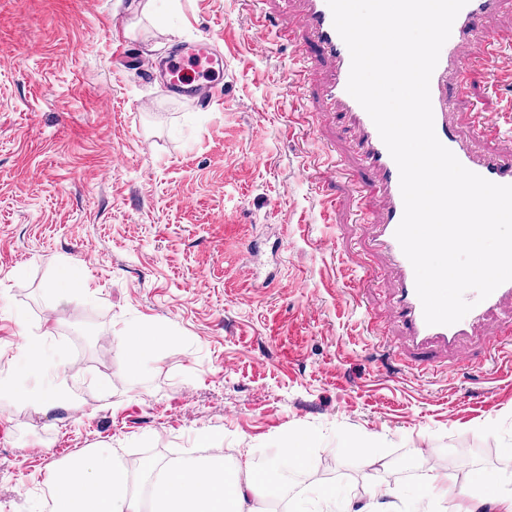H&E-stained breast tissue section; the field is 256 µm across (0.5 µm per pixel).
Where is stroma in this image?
<instances>
[{"label": "stroma", "mask_w": 512, "mask_h": 512, "mask_svg": "<svg viewBox=\"0 0 512 512\" xmlns=\"http://www.w3.org/2000/svg\"><path fill=\"white\" fill-rule=\"evenodd\" d=\"M143 2L0 0V373L38 388L25 327L81 363L48 413L0 400V512H49L48 473L92 448L230 470L299 433L296 512L325 490L413 512L432 474L480 495L448 465L460 450L512 491V330L487 326L495 359L474 340L410 370L386 260L353 220L376 196L335 166L353 133L290 58L288 7L257 28L250 0ZM202 36L224 54L210 109L138 63ZM454 104L502 98L476 72ZM73 266L85 286L61 294ZM138 325L167 341L132 371L118 340Z\"/></svg>", "instance_id": "obj_1"}]
</instances>
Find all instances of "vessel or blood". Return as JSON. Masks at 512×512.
<instances>
[{"label": "vessel or blood", "mask_w": 512, "mask_h": 512, "mask_svg": "<svg viewBox=\"0 0 512 512\" xmlns=\"http://www.w3.org/2000/svg\"><path fill=\"white\" fill-rule=\"evenodd\" d=\"M302 28L306 44L315 46L316 60L329 63L330 75L318 79L319 96L328 111L342 112L353 130L355 152L360 169L373 176L372 185L379 201L374 242L389 257L397 276L394 302L413 351L434 347L460 348L489 317L502 314L512 322V282L499 286L487 299L478 300L476 292L465 295L474 304L459 322L452 325H427L421 301L416 293L414 270L396 237L404 203L400 190L399 169L383 143L376 126L365 109L348 93L347 83L351 58L349 50L333 25L327 0H300ZM507 0H468L456 17L449 39L441 49L438 64L430 80V97L435 133L468 170L497 183L512 185V155L490 152L479 142L491 130L487 113H470L467 128L455 120L451 89L468 71H482L491 89L512 83L501 74L497 60L512 52V41L489 30L486 22L499 13ZM205 61L216 71H223L224 58L214 52L208 38L182 42L161 61L147 60L148 73L159 74L167 92L180 99H209L213 96L215 78L193 75L197 62Z\"/></svg>", "instance_id": "vessel-or-blood-1"}]
</instances>
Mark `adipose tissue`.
Returning a JSON list of instances; mask_svg holds the SVG:
<instances>
[{"label":"adipose tissue","instance_id":"ef3b65f1","mask_svg":"<svg viewBox=\"0 0 512 512\" xmlns=\"http://www.w3.org/2000/svg\"><path fill=\"white\" fill-rule=\"evenodd\" d=\"M19 353L29 372L47 384L35 392L0 382V394L17 405L48 410L61 402L66 371L53 363L44 337L26 332ZM152 487L151 512H253L250 501L268 497L271 486L256 479L249 463L236 472L190 460H171L143 466ZM52 499L67 503L66 512H140L141 501L129 491L126 472L115 452L81 455L55 469L48 478Z\"/></svg>","mask_w":512,"mask_h":512}]
</instances>
